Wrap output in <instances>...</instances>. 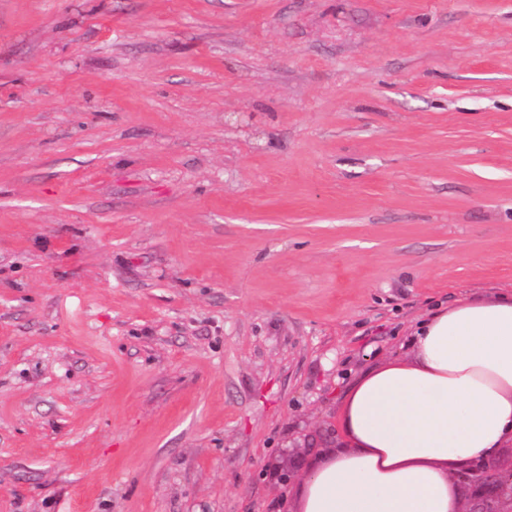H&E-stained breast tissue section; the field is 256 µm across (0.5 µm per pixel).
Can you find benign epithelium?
Returning a JSON list of instances; mask_svg holds the SVG:
<instances>
[{"label": "benign epithelium", "mask_w": 512, "mask_h": 512, "mask_svg": "<svg viewBox=\"0 0 512 512\" xmlns=\"http://www.w3.org/2000/svg\"><path fill=\"white\" fill-rule=\"evenodd\" d=\"M455 479L469 493L464 512H512V468L504 471L480 460L455 473Z\"/></svg>", "instance_id": "1"}]
</instances>
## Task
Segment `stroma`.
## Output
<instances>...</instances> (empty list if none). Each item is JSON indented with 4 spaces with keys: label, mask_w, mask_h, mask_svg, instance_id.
<instances>
[{
    "label": "stroma",
    "mask_w": 512,
    "mask_h": 512,
    "mask_svg": "<svg viewBox=\"0 0 512 512\" xmlns=\"http://www.w3.org/2000/svg\"><path fill=\"white\" fill-rule=\"evenodd\" d=\"M503 291L512 0H0V512H288Z\"/></svg>",
    "instance_id": "1"
}]
</instances>
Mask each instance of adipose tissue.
I'll return each mask as SVG.
<instances>
[{
	"instance_id": "obj_1",
	"label": "adipose tissue",
	"mask_w": 512,
	"mask_h": 512,
	"mask_svg": "<svg viewBox=\"0 0 512 512\" xmlns=\"http://www.w3.org/2000/svg\"><path fill=\"white\" fill-rule=\"evenodd\" d=\"M338 420L346 445L293 490L296 512H461L453 473L512 442V294L438 308L410 356L355 377Z\"/></svg>"
}]
</instances>
